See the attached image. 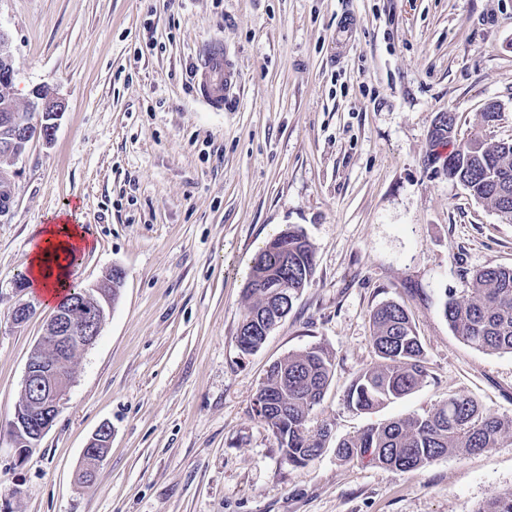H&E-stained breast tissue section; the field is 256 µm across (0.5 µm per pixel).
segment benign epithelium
I'll return each instance as SVG.
<instances>
[{
  "label": "benign epithelium",
  "instance_id": "7a95c632",
  "mask_svg": "<svg viewBox=\"0 0 512 512\" xmlns=\"http://www.w3.org/2000/svg\"><path fill=\"white\" fill-rule=\"evenodd\" d=\"M65 102L47 90L35 92L28 106L16 107L11 96L0 97V126L9 133L7 150L0 155L7 159V167L0 170V180L14 183V163L25 153L30 142L41 139L48 143L56 128V120L63 114ZM112 284L96 283L81 290L85 315L78 319L71 308H55L47 319L44 333L33 348L24 376V397L9 421V432L18 454L38 446L44 434L55 423L63 400L72 383L70 369L74 353L94 344L107 314L112 308ZM272 294L280 297L269 307L262 321L263 335L288 314V284L274 283ZM112 427L101 424L90 438L84 453L111 446Z\"/></svg>",
  "mask_w": 512,
  "mask_h": 512
}]
</instances>
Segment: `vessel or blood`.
Listing matches in <instances>:
<instances>
[{
  "instance_id": "vessel-or-blood-1",
  "label": "vessel or blood",
  "mask_w": 512,
  "mask_h": 512,
  "mask_svg": "<svg viewBox=\"0 0 512 512\" xmlns=\"http://www.w3.org/2000/svg\"><path fill=\"white\" fill-rule=\"evenodd\" d=\"M193 78L200 101L211 111H223L225 93L236 83L237 70L221 41L208 42Z\"/></svg>"
}]
</instances>
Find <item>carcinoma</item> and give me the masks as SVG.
Instances as JSON below:
<instances>
[{
  "label": "carcinoma",
  "instance_id": "carcinoma-1",
  "mask_svg": "<svg viewBox=\"0 0 512 512\" xmlns=\"http://www.w3.org/2000/svg\"><path fill=\"white\" fill-rule=\"evenodd\" d=\"M451 154L457 164L446 167L448 179L512 223V142L491 141L478 132L470 148ZM314 253L304 233L293 227L262 247L246 284L250 304L237 336L240 350L250 353L265 341L257 318L264 311L266 285L288 282V308L308 286ZM444 316L450 329L471 347L512 353V268L486 267L472 276L464 296L448 297ZM377 365L363 370L350 384L347 403L371 411L419 389L428 377L426 353L407 309L387 301L370 316ZM329 352L314 346L275 362L256 392L253 411L271 430L284 458L294 466L322 455L329 428L311 429L309 422L332 378ZM512 440V420L505 421L470 396L455 394L424 415L371 425L360 434L336 442V457L352 461L366 455L379 465L404 472L418 470L448 454H472ZM474 512H512V490L491 495Z\"/></svg>",
  "mask_w": 512,
  "mask_h": 512
}]
</instances>
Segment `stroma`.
<instances>
[{
	"label": "stroma",
	"mask_w": 512,
	"mask_h": 512,
	"mask_svg": "<svg viewBox=\"0 0 512 512\" xmlns=\"http://www.w3.org/2000/svg\"><path fill=\"white\" fill-rule=\"evenodd\" d=\"M13 97L66 103L51 143L15 164L0 219V512H475L512 489V441L410 472L333 448L288 465L252 411L276 361L319 344L332 382L312 417L333 439L466 394L512 419V354L466 345L443 313L476 270L512 267V224L431 161L438 113L512 140V0H0ZM220 39L239 78L221 112L195 97ZM500 112L485 127L488 103ZM76 210L91 242L73 283L123 287L37 448L3 429L50 314L15 288L28 248ZM310 285L259 349L237 331L256 252L288 227ZM35 312L23 324L19 300ZM409 310L429 375L367 413L346 391L377 360L370 314ZM112 444L90 485L84 449Z\"/></svg>",
	"instance_id": "stroma-1"
}]
</instances>
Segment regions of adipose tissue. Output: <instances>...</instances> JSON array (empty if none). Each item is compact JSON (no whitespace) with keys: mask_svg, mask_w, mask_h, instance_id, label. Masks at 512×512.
<instances>
[{"mask_svg":"<svg viewBox=\"0 0 512 512\" xmlns=\"http://www.w3.org/2000/svg\"><path fill=\"white\" fill-rule=\"evenodd\" d=\"M27 261L29 287L45 304L60 302L69 287V267L89 246L83 228L60 218L45 225Z\"/></svg>","mask_w":512,"mask_h":512,"instance_id":"ef3b65f1","label":"adipose tissue"}]
</instances>
